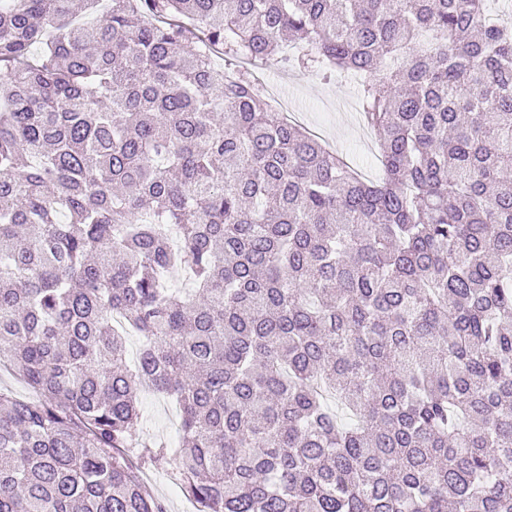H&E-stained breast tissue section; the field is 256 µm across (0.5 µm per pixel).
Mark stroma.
Listing matches in <instances>:
<instances>
[{"label":"stroma","mask_w":512,"mask_h":512,"mask_svg":"<svg viewBox=\"0 0 512 512\" xmlns=\"http://www.w3.org/2000/svg\"><path fill=\"white\" fill-rule=\"evenodd\" d=\"M248 70L265 87L267 97L287 95L289 109L299 113L304 125L318 132L331 147L349 149L354 166L367 176H376L380 147L374 133L359 120L354 80L327 81L311 72L292 71L262 61L250 63ZM139 406L143 437L180 447L175 404L147 390L142 392ZM144 481L148 492L165 503L167 512H188V501L177 486L174 465L145 469Z\"/></svg>","instance_id":"1"}]
</instances>
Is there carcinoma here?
Here are the masks:
<instances>
[{
    "instance_id": "obj_1",
    "label": "carcinoma",
    "mask_w": 512,
    "mask_h": 512,
    "mask_svg": "<svg viewBox=\"0 0 512 512\" xmlns=\"http://www.w3.org/2000/svg\"><path fill=\"white\" fill-rule=\"evenodd\" d=\"M488 2L0 0V362L36 394L0 391V512H166L170 461L195 512H512ZM254 60L359 79L380 177ZM146 388L181 447L139 439ZM144 481L148 492L165 503L167 512H194L193 509L186 508L187 505L191 507L192 505L177 486L176 468L173 462L162 469L148 467L144 471Z\"/></svg>"
}]
</instances>
